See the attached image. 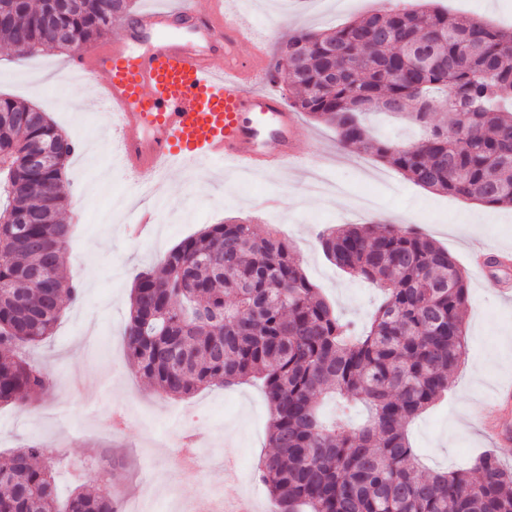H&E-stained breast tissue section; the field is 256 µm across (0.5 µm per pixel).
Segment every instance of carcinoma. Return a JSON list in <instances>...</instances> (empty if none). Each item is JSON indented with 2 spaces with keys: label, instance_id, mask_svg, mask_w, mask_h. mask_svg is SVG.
Segmentation results:
<instances>
[{
  "label": "carcinoma",
  "instance_id": "1",
  "mask_svg": "<svg viewBox=\"0 0 512 512\" xmlns=\"http://www.w3.org/2000/svg\"><path fill=\"white\" fill-rule=\"evenodd\" d=\"M423 0L327 31L294 30L271 66L297 90L293 107L336 129L345 146L410 182L488 205H512V30L451 18ZM135 0H25L0 41L29 54L66 50L45 24L85 46L131 17ZM492 71L486 78L485 72ZM388 112L420 130L391 144L363 117ZM451 112L454 126L434 122ZM47 149L41 170L29 156ZM75 146L47 113L0 98V404L25 406L53 387L23 351L52 335L63 299L71 225L66 163ZM325 257L376 285L384 300L362 329L336 315L287 239L253 224H212L182 240L130 295L128 356L162 393L185 396L260 378L270 446L257 468L276 512H512V467L494 454L470 470L425 469L407 427L447 391L464 355L468 288L456 259L417 228L354 224L319 236ZM47 266L51 287L30 270ZM335 403L326 417L321 400ZM364 403L369 417L347 421ZM57 459L31 441L0 465V512H121L102 485L59 499Z\"/></svg>",
  "mask_w": 512,
  "mask_h": 512
}]
</instances>
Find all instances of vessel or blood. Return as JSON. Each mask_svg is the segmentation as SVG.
Here are the masks:
<instances>
[{
    "mask_svg": "<svg viewBox=\"0 0 512 512\" xmlns=\"http://www.w3.org/2000/svg\"><path fill=\"white\" fill-rule=\"evenodd\" d=\"M211 0H175L131 17L118 38L81 50L68 75L96 80L98 101L116 137L115 161L133 175L160 174L177 163L230 164L274 172L299 162L298 115L273 92L260 47Z\"/></svg>",
    "mask_w": 512,
    "mask_h": 512,
    "instance_id": "obj_1",
    "label": "vessel or blood"
}]
</instances>
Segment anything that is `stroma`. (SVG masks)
<instances>
[{
	"label": "stroma",
	"mask_w": 512,
	"mask_h": 512,
	"mask_svg": "<svg viewBox=\"0 0 512 512\" xmlns=\"http://www.w3.org/2000/svg\"><path fill=\"white\" fill-rule=\"evenodd\" d=\"M449 15L512 29V0H436ZM416 0H254L244 13L268 56L293 28L334 27L379 7L409 8ZM69 54L23 55L0 47V97L47 112L77 145L65 174L74 235L65 273L80 295L65 302L47 340L29 357L58 385L31 398L28 408L0 405V464L32 440L60 458L58 490L98 486L111 476L121 502L147 496L155 512H202L212 488L224 483V461L235 459L241 493L257 512L274 505L257 477L268 453L269 402L260 381L211 386L172 398L137 373L127 356L125 328L136 274L157 266L182 239L209 224L237 218L277 229L287 238L307 277L344 319L363 327L382 301L371 283L326 259L318 242L328 228L350 224L412 225L448 250L468 285L465 354L447 394L408 426L421 462L433 471L473 466L493 453L512 464V444H494L473 418L492 414V398L512 382V273L507 288L469 262L472 248L512 252V207H490L434 193L390 165L340 144L333 127L304 119L297 136L301 166L276 174H249L227 166H180L165 177L153 232L133 238L125 217L154 190V179L114 167L115 147L93 85L63 77ZM126 411L110 427L114 408ZM199 433L210 459L201 474L178 468L177 444Z\"/></svg>",
	"instance_id": "obj_1"
}]
</instances>
